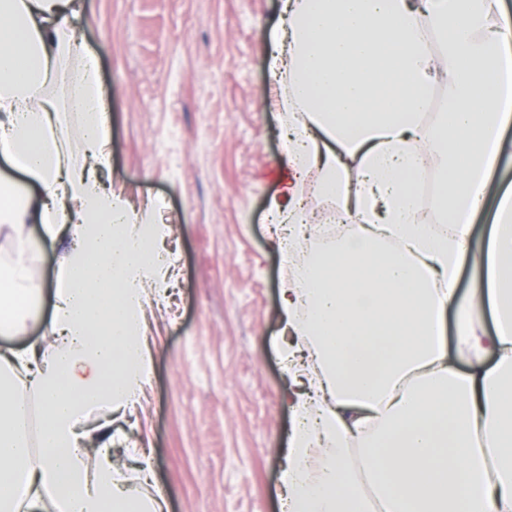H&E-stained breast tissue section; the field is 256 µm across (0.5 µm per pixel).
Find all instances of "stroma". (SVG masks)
Listing matches in <instances>:
<instances>
[{"mask_svg":"<svg viewBox=\"0 0 512 512\" xmlns=\"http://www.w3.org/2000/svg\"><path fill=\"white\" fill-rule=\"evenodd\" d=\"M283 0H85L78 28L110 113L112 190L140 209L161 199L174 265L168 299L145 309L153 376L112 430L142 494L169 512H282L278 477L292 414L279 290L287 275L267 219L283 191L284 85L267 41ZM512 192V155L473 222L487 239Z\"/></svg>","mask_w":512,"mask_h":512,"instance_id":"obj_1","label":"stroma"}]
</instances>
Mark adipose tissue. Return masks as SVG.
Listing matches in <instances>:
<instances>
[{
	"label": "adipose tissue",
	"mask_w": 512,
	"mask_h": 512,
	"mask_svg": "<svg viewBox=\"0 0 512 512\" xmlns=\"http://www.w3.org/2000/svg\"><path fill=\"white\" fill-rule=\"evenodd\" d=\"M82 9L0 0V229L14 244L0 262V335H24L42 316L47 336L0 353V512H165L164 497L135 488L153 479L149 458L128 478L110 431L90 425L138 404L151 373L144 298L164 301L169 281L164 202L131 209L99 176L109 99L78 37ZM283 13L269 76L287 83L298 184L271 200L272 221L310 223L309 180L353 222L330 255L300 260L277 238L293 270L284 329L309 338L319 369L311 390L283 395L294 414L281 477L289 512H512V193L487 240L469 223L512 126V13L501 0H284ZM437 93L445 110L423 124ZM429 160L432 223L417 194ZM33 224L51 243L72 231L47 317Z\"/></svg>",
	"instance_id": "adipose-tissue-1"
}]
</instances>
